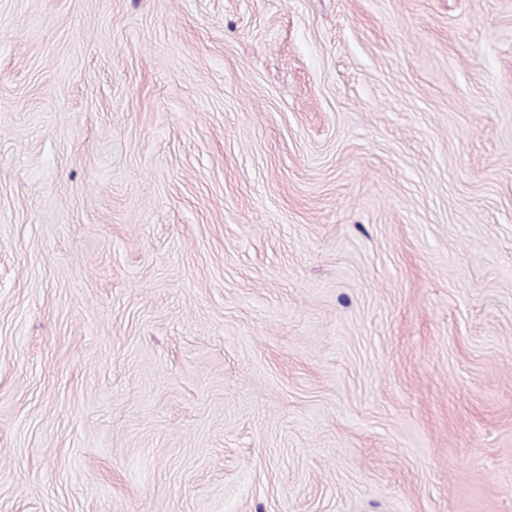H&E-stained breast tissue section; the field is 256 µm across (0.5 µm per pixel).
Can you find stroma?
<instances>
[{"mask_svg":"<svg viewBox=\"0 0 512 512\" xmlns=\"http://www.w3.org/2000/svg\"><path fill=\"white\" fill-rule=\"evenodd\" d=\"M0 512H512V0H0Z\"/></svg>","mask_w":512,"mask_h":512,"instance_id":"35a3bbf8","label":"stroma"}]
</instances>
